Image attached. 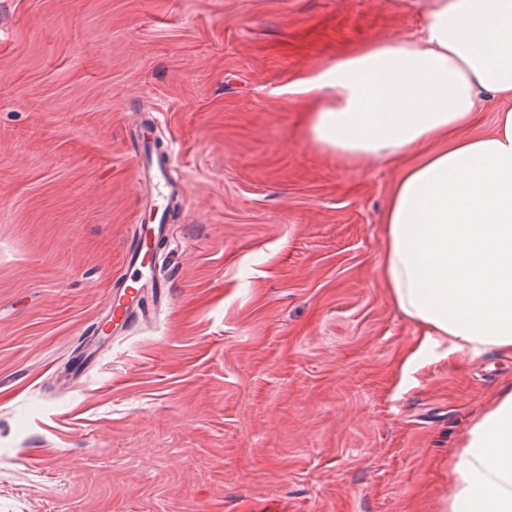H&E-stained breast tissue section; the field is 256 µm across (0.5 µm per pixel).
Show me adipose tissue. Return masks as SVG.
I'll list each match as a JSON object with an SVG mask.
<instances>
[{"label":"adipose tissue","instance_id":"ef3b65f1","mask_svg":"<svg viewBox=\"0 0 512 512\" xmlns=\"http://www.w3.org/2000/svg\"><path fill=\"white\" fill-rule=\"evenodd\" d=\"M308 134L344 159L401 162L384 213L382 278L434 349L512 356V0H430L420 36L378 40L301 81ZM494 130L466 135L483 100ZM447 512H512V386L466 430Z\"/></svg>","mask_w":512,"mask_h":512}]
</instances>
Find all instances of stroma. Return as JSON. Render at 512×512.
<instances>
[{
  "mask_svg": "<svg viewBox=\"0 0 512 512\" xmlns=\"http://www.w3.org/2000/svg\"><path fill=\"white\" fill-rule=\"evenodd\" d=\"M429 0H0V512H443L512 357L429 356L387 297L398 179L310 140L295 84ZM184 181L152 323L80 363L145 208L133 106Z\"/></svg>",
  "mask_w": 512,
  "mask_h": 512,
  "instance_id": "35a3bbf8",
  "label": "stroma"
}]
</instances>
